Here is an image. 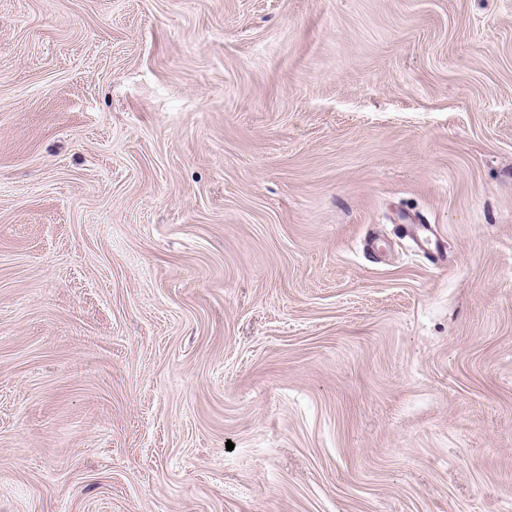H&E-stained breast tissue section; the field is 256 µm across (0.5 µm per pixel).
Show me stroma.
<instances>
[{
    "label": "stroma",
    "mask_w": 512,
    "mask_h": 512,
    "mask_svg": "<svg viewBox=\"0 0 512 512\" xmlns=\"http://www.w3.org/2000/svg\"><path fill=\"white\" fill-rule=\"evenodd\" d=\"M0 512H512V0H0ZM407 234L411 236L424 254L432 255L437 260L444 257L438 241H433L428 235L427 224H408L405 226Z\"/></svg>",
    "instance_id": "1"
}]
</instances>
